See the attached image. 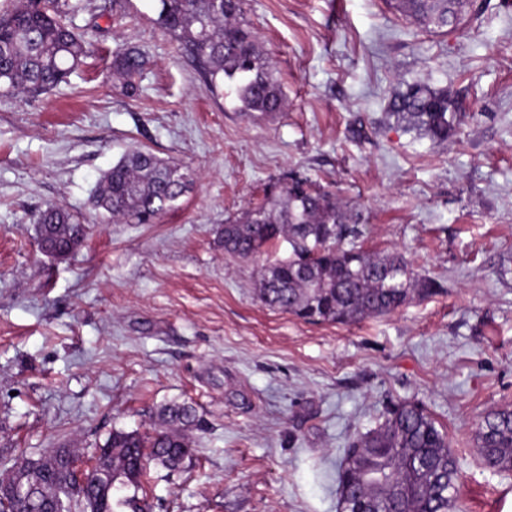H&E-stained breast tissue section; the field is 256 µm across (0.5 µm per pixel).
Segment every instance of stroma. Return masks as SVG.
<instances>
[{
  "label": "stroma",
  "instance_id": "obj_1",
  "mask_svg": "<svg viewBox=\"0 0 512 512\" xmlns=\"http://www.w3.org/2000/svg\"><path fill=\"white\" fill-rule=\"evenodd\" d=\"M475 8L465 30L431 34L386 0H245L287 103L256 120L211 91L155 0H86L68 82L0 97V451L85 457L188 402L195 451L182 470L150 466L152 512H339L344 448L405 399L448 435L457 512H512V472L474 440L512 406V0ZM129 46L150 59L133 98L109 75ZM404 79L447 90L446 143L390 117ZM136 149L194 184L159 223L115 224L92 194ZM292 177L357 206V246L404 254L444 293L348 325L262 306L259 273L286 251L234 257L224 226ZM50 203L91 221L56 261L34 223Z\"/></svg>",
  "mask_w": 512,
  "mask_h": 512
}]
</instances>
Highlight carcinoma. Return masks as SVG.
Returning <instances> with one entry per match:
<instances>
[{"instance_id": "obj_1", "label": "carcinoma", "mask_w": 512, "mask_h": 512, "mask_svg": "<svg viewBox=\"0 0 512 512\" xmlns=\"http://www.w3.org/2000/svg\"><path fill=\"white\" fill-rule=\"evenodd\" d=\"M156 22L200 66L215 92L241 103L249 115L285 109L271 58L244 23L243 0H156ZM389 7L429 32L453 27L462 0H388ZM84 0H19L0 11V96L35 97L67 81L86 56L83 34L72 17ZM148 59L130 47L112 59L111 76L130 97ZM448 92L412 82L392 96L390 116L407 130L445 143L457 116ZM189 169L155 154L133 150L112 165L94 190L95 207L126 224H155L178 207L191 189ZM38 238L48 255L64 258L84 232L83 217L49 205L36 216ZM361 213L336 193L292 178L279 191L224 225V251L249 260L282 242L289 255L262 268L256 294L263 306L310 323L347 324L387 315L415 299L441 292L404 256L347 248L361 234ZM196 410L188 404L161 408L153 432L112 429L102 447L112 449V471L93 464L84 487L56 476L57 449L40 453L42 467L29 479L45 485L59 512H150L143 481L150 460L169 471L193 455ZM475 440L482 459L512 471V408L487 413ZM455 453L420 405L391 404L383 421L345 449L337 481L340 512H455L458 496ZM0 512H41L37 499L0 498Z\"/></svg>"}]
</instances>
